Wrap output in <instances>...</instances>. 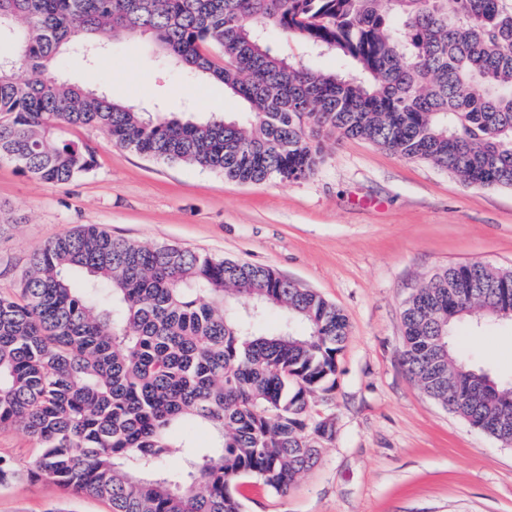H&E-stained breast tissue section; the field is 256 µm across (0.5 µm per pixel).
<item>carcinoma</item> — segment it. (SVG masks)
Listing matches in <instances>:
<instances>
[{
    "label": "carcinoma",
    "instance_id": "obj_1",
    "mask_svg": "<svg viewBox=\"0 0 512 512\" xmlns=\"http://www.w3.org/2000/svg\"><path fill=\"white\" fill-rule=\"evenodd\" d=\"M285 34L346 66L282 56ZM149 35L161 56L224 84L243 117L144 112L55 68ZM0 159L68 184L96 150L63 138L95 127L116 147L242 184L313 176L321 138L362 139L480 188H512V0H0ZM512 271L450 265L402 311L403 363L432 399L512 446V379L451 342L506 321ZM278 316L270 327L269 315ZM348 320L270 267L84 224L34 252L20 296L0 295V428L40 452L0 456V485L49 481L111 512H245L234 482L283 493L333 437L312 419ZM213 449L190 450V432ZM184 448L183 466H155Z\"/></svg>",
    "mask_w": 512,
    "mask_h": 512
}]
</instances>
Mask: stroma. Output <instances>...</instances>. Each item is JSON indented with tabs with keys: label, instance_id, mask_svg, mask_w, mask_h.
I'll return each mask as SVG.
<instances>
[{
	"label": "stroma",
	"instance_id": "35a3bbf8",
	"mask_svg": "<svg viewBox=\"0 0 512 512\" xmlns=\"http://www.w3.org/2000/svg\"><path fill=\"white\" fill-rule=\"evenodd\" d=\"M72 83L151 111L243 112L222 84L162 61L146 36L113 43L97 63L62 59ZM97 166L67 185L0 160V294H13L34 251L96 224L113 236L204 251L272 268L346 315L333 389L312 415L335 434L287 494L253 479L246 512H512V447L425 394L401 362L402 310L414 289L452 264L512 269V188L462 185L446 171L360 139L323 141L306 180L241 184L113 147L98 129L65 130ZM466 360L512 377V326L458 337ZM0 512H110L44 481L0 485Z\"/></svg>",
	"mask_w": 512,
	"mask_h": 512
}]
</instances>
